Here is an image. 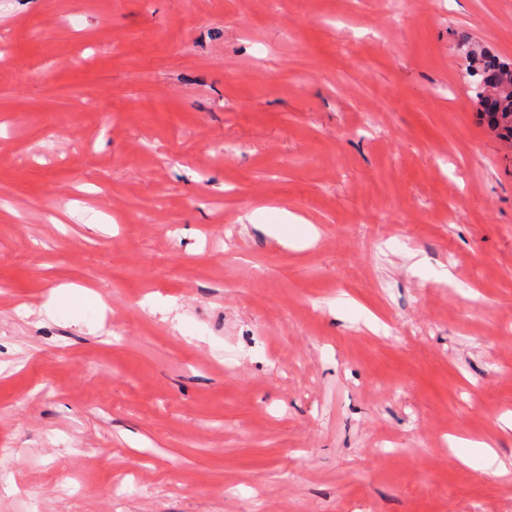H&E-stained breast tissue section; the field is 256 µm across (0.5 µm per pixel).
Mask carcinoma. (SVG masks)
<instances>
[{
  "instance_id": "carcinoma-1",
  "label": "carcinoma",
  "mask_w": 512,
  "mask_h": 512,
  "mask_svg": "<svg viewBox=\"0 0 512 512\" xmlns=\"http://www.w3.org/2000/svg\"><path fill=\"white\" fill-rule=\"evenodd\" d=\"M473 92L489 125L501 138L512 141V63L484 61L482 79L474 83Z\"/></svg>"
}]
</instances>
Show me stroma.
I'll return each mask as SVG.
<instances>
[{
	"instance_id": "stroma-1",
	"label": "stroma",
	"mask_w": 512,
	"mask_h": 512,
	"mask_svg": "<svg viewBox=\"0 0 512 512\" xmlns=\"http://www.w3.org/2000/svg\"><path fill=\"white\" fill-rule=\"evenodd\" d=\"M473 43L512 0H0V512H512Z\"/></svg>"
}]
</instances>
